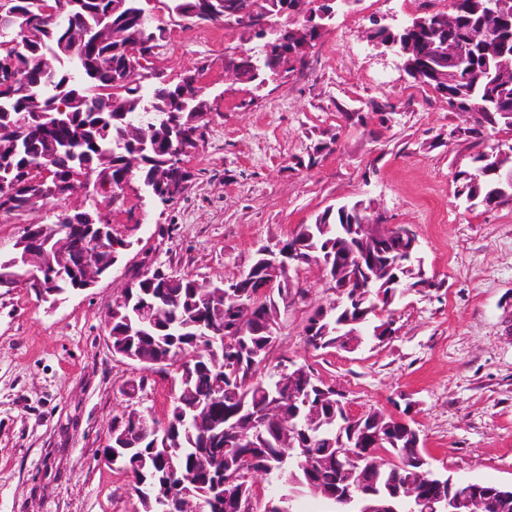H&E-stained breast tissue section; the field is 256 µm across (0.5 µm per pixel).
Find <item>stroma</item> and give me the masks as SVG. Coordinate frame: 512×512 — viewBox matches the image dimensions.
Listing matches in <instances>:
<instances>
[{"label": "stroma", "mask_w": 512, "mask_h": 512, "mask_svg": "<svg viewBox=\"0 0 512 512\" xmlns=\"http://www.w3.org/2000/svg\"><path fill=\"white\" fill-rule=\"evenodd\" d=\"M440 9L436 0H359L336 14L303 68L262 91L224 78L237 33L170 26L156 68L173 79L204 66L211 104L203 140L184 160L192 178L181 197L147 209L134 182L116 206L93 184L46 209L0 215L2 253L25 225L74 209L107 214L133 242L108 277L60 303L0 288V512H135L127 479L101 462L131 401L122 386L143 374L113 356L106 328L135 273L151 264L231 279L259 245L357 200L414 229L434 287L400 296L391 340L321 353L303 328L310 307L336 291L316 265L300 266L293 278L310 296L282 314L271 364L312 365L356 413L411 407L433 469L512 486V203L470 209L457 198L453 173L473 151L464 118L366 39L374 19ZM348 112L361 122L345 121ZM325 133L335 144L303 166Z\"/></svg>", "instance_id": "obj_1"}]
</instances>
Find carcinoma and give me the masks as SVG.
<instances>
[{
    "instance_id": "obj_1",
    "label": "carcinoma",
    "mask_w": 512,
    "mask_h": 512,
    "mask_svg": "<svg viewBox=\"0 0 512 512\" xmlns=\"http://www.w3.org/2000/svg\"><path fill=\"white\" fill-rule=\"evenodd\" d=\"M39 7L40 0H0V11L35 13ZM292 8L302 9V0H66L57 19L20 30L15 63L31 81L0 83V182L9 188V210L28 213L46 200L70 196L72 181L84 169L103 190L134 179L153 199L175 200L190 172L172 161L168 139L175 131L184 155L196 152L211 105L203 94L202 69L189 70L174 82L150 67L168 38L167 28L154 23V11L166 13L171 21L195 15L237 31L243 56L224 59V73L258 89L304 66L307 49L318 41L290 20ZM426 18L442 23L446 36L436 38L427 29L407 34L414 61L429 55L435 66L423 85L466 114L467 133L483 144L470 155L468 168L454 173L457 194L471 207L512 198V181L506 178L512 172V145L495 150L483 138L489 128L512 129V111L501 106L512 102V20L502 25L503 34L481 39L479 34L492 21L480 10L479 0H450L448 10ZM470 34L478 36L466 45L470 69L450 77L449 54ZM55 103L65 105L66 112H53ZM22 113L32 117L25 126L18 125ZM57 145L75 149L80 167L61 159L52 177L36 180L34 170ZM366 210L361 201L330 205L313 223L298 225L292 242L298 244L301 263L336 256L338 244L358 246L353 227L366 218ZM88 215V210L62 211L53 222L32 227L47 236L55 225L83 224ZM378 253L396 264L394 276L385 286L364 289L358 304L330 307L307 338L312 349L336 350V328L349 319L359 320L356 329L362 337L381 340L376 329L383 320L377 312L386 309L388 298L420 282L423 270L414 265L417 256L405 257L396 238ZM249 268L252 276L240 282L239 292L252 305V317L241 326L224 282H213L204 294L190 275L160 268L142 279L133 276V287L112 303V331L149 360L143 369L169 371L175 361L165 359L176 350L199 354L188 375L176 374L178 390L164 421L168 441H157L137 428L144 412L137 404L128 406L115 424L128 435L123 443L112 439L110 449L120 455L114 471L131 478L138 512H184L180 502L186 494L201 505V512H248L253 497L249 472L282 473L297 463L310 435L318 438L310 452L321 458L336 453L332 389L323 395L312 390L313 397H323L318 419L300 416L297 430L273 431L277 419L293 413L292 399L302 388L289 387L280 372L267 380L262 371L281 311L300 289L285 276L264 288L269 273L257 251ZM210 329L222 339L201 352L200 336ZM211 392L220 393V400L209 404L206 422L199 423L193 408ZM386 451L393 462L374 474L375 490L384 494L421 478L422 467L415 461L423 449L413 446L409 434L395 429ZM230 476L235 481L226 488L224 480Z\"/></svg>"
}]
</instances>
